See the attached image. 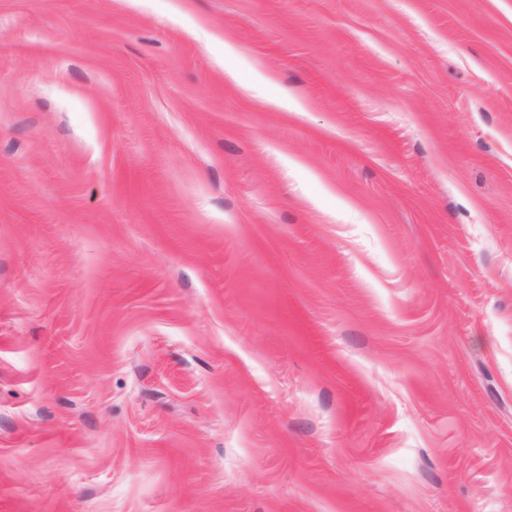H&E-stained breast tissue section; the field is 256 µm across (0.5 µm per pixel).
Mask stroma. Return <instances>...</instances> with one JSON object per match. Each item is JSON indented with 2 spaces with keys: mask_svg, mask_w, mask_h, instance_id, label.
<instances>
[{
  "mask_svg": "<svg viewBox=\"0 0 512 512\" xmlns=\"http://www.w3.org/2000/svg\"><path fill=\"white\" fill-rule=\"evenodd\" d=\"M0 512H512V0H0Z\"/></svg>",
  "mask_w": 512,
  "mask_h": 512,
  "instance_id": "1",
  "label": "stroma"
}]
</instances>
